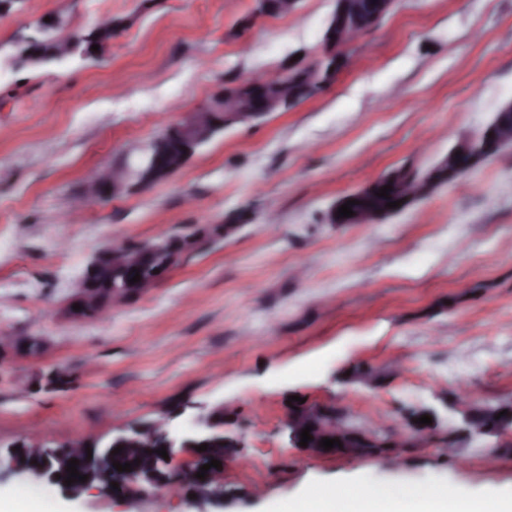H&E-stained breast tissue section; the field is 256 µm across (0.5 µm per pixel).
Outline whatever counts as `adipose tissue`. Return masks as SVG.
Segmentation results:
<instances>
[{
    "mask_svg": "<svg viewBox=\"0 0 512 512\" xmlns=\"http://www.w3.org/2000/svg\"><path fill=\"white\" fill-rule=\"evenodd\" d=\"M295 512H512V489L491 504L477 499L453 500L445 487L323 488Z\"/></svg>",
    "mask_w": 512,
    "mask_h": 512,
    "instance_id": "adipose-tissue-1",
    "label": "adipose tissue"
}]
</instances>
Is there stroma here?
<instances>
[{"label": "stroma", "mask_w": 512, "mask_h": 512, "mask_svg": "<svg viewBox=\"0 0 512 512\" xmlns=\"http://www.w3.org/2000/svg\"><path fill=\"white\" fill-rule=\"evenodd\" d=\"M255 0H25L0 48L55 14L65 34L122 19L96 60L0 75V332L36 354L0 360V444L223 413L242 445L208 512H282L316 486L512 488V430L459 433L458 395L512 401V148L380 224H331L341 196L421 168L512 99V0H398L317 96L226 129L166 182L60 216L94 169L138 151L225 82L314 57L335 0L255 14ZM196 245L153 290L103 320L66 311L108 240ZM72 374L45 384L48 364ZM378 374L365 385L356 369ZM389 436L407 409L426 439L377 456L290 447L289 397ZM44 512H199L182 478L127 498L0 467V499Z\"/></svg>", "instance_id": "stroma-1"}]
</instances>
